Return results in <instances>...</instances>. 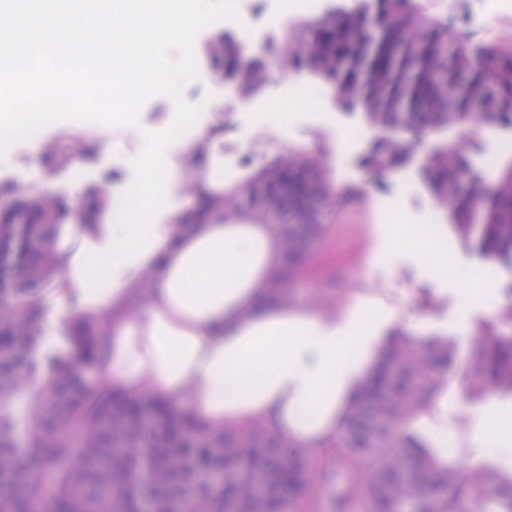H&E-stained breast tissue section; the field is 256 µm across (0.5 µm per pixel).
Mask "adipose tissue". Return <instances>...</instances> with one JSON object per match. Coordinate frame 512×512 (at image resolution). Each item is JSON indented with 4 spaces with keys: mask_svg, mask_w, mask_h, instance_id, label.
<instances>
[{
    "mask_svg": "<svg viewBox=\"0 0 512 512\" xmlns=\"http://www.w3.org/2000/svg\"><path fill=\"white\" fill-rule=\"evenodd\" d=\"M179 191L176 179L151 182L124 223L63 225L52 302L105 320L99 385L152 398L204 431L259 423L294 447L318 446L376 367L375 339L359 333L368 304L342 323L288 311L269 298L278 225L152 219Z\"/></svg>",
    "mask_w": 512,
    "mask_h": 512,
    "instance_id": "ef3b65f1",
    "label": "adipose tissue"
}]
</instances>
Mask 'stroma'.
Instances as JSON below:
<instances>
[{
    "instance_id": "stroma-1",
    "label": "stroma",
    "mask_w": 512,
    "mask_h": 512,
    "mask_svg": "<svg viewBox=\"0 0 512 512\" xmlns=\"http://www.w3.org/2000/svg\"><path fill=\"white\" fill-rule=\"evenodd\" d=\"M363 0H237L238 21L205 27L194 43L198 68L182 94L201 106L197 128L219 130L224 147V181L232 184L259 167L266 157L295 155L319 167L336 184L361 189L357 199L321 214L313 230L289 225L303 253L294 270L280 268L277 286L288 292L289 310L306 309L345 320L355 303L368 301L388 314L387 322L366 327L371 336H438L447 339L451 363L440 396L448 409L426 427L410 426L433 456L480 473L512 476V450L500 447L491 419L512 422V391L480 392L466 375L481 337L512 336L504 312L511 299L503 292L512 269L487 257L466 241L447 210L424 181L437 136L428 132L409 139L402 164L373 177L369 157L386 145L390 134L361 107L346 108L334 88L309 70L298 54L302 26L330 12L351 10ZM427 11L456 17L478 40L494 39L490 20L512 17V0H419ZM245 43L248 55L263 63L268 79L244 90L225 78L211 51L223 36ZM175 115L165 95L148 99L132 122L100 123V135L85 120L61 121L43 128L36 139L12 146L0 160V185L31 197L71 199L75 185L95 191L116 210L135 179V162L150 135L162 132ZM448 144L481 173L486 186L501 177L502 164L487 157L512 145V126L488 123L486 132L449 127ZM207 143H170L171 176L179 177L178 212L189 211L200 191L198 175L207 163ZM406 225L407 251L393 252L390 227ZM447 263L435 275L422 254Z\"/></svg>"
}]
</instances>
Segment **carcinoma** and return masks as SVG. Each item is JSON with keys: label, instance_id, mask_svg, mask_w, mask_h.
Returning a JSON list of instances; mask_svg holds the SVG:
<instances>
[{"label": "carcinoma", "instance_id": "carcinoma-1", "mask_svg": "<svg viewBox=\"0 0 512 512\" xmlns=\"http://www.w3.org/2000/svg\"><path fill=\"white\" fill-rule=\"evenodd\" d=\"M448 20L430 16L414 0H375L354 12L303 26L301 50L311 71L361 105L397 134L443 130L474 117L512 125V48L472 42L460 34L448 59ZM468 75L461 83L458 76ZM224 74L254 89L266 77L262 63L245 47L224 37ZM404 143L374 153L373 168H393ZM468 161L448 150L435 156L425 178L441 205L468 235L483 215L477 247L512 268V166L501 181L461 195L459 177ZM352 195L291 155L270 160L259 171L224 188V215L247 204L261 205L267 224H313L336 197ZM0 301L32 298L50 282L37 274L35 259L59 268L45 247L40 226L0 219ZM41 331L28 306L0 317V400L18 396L34 375L18 373V358L35 352ZM85 365H95L103 345L80 337ZM448 345L438 339H403L385 354L349 408L336 436L316 456L283 444L265 426L197 431L169 416L160 405L150 411L152 435L143 442L141 400L95 389L74 371L55 368L33 396L0 409V512H138L144 453L151 456L153 512H171L170 488L188 471L224 469V491L189 500V512H301L314 469L334 458L346 464L348 479L337 512L354 499L365 512H483L494 500L512 512V477L478 479L469 470L442 465L420 450L404 424L440 391L448 370ZM469 385L483 391L512 389V337L484 339ZM187 434L200 448H175Z\"/></svg>", "mask_w": 512, "mask_h": 512}]
</instances>
